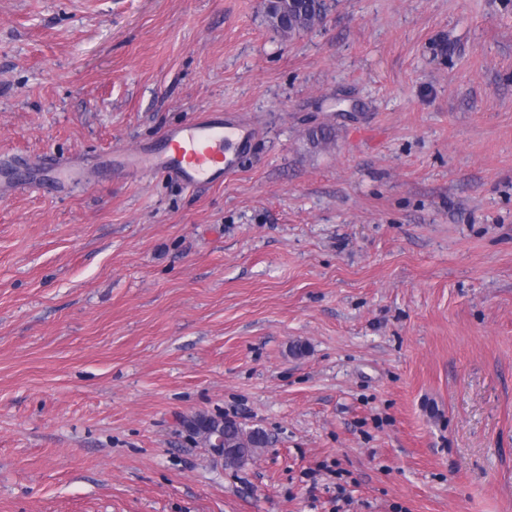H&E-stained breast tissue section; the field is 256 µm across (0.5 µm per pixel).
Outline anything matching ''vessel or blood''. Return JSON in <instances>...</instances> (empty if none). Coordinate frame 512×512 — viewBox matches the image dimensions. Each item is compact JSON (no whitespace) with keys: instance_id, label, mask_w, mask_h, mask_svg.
<instances>
[{"instance_id":"obj_1","label":"vessel or blood","mask_w":512,"mask_h":512,"mask_svg":"<svg viewBox=\"0 0 512 512\" xmlns=\"http://www.w3.org/2000/svg\"><path fill=\"white\" fill-rule=\"evenodd\" d=\"M251 127L239 121L203 119L170 130L160 146L140 149L130 159L144 171L161 170L185 186L223 180L235 170V154L247 150Z\"/></svg>"}]
</instances>
